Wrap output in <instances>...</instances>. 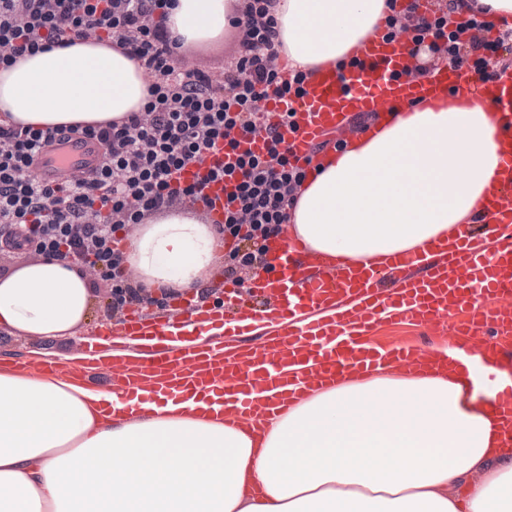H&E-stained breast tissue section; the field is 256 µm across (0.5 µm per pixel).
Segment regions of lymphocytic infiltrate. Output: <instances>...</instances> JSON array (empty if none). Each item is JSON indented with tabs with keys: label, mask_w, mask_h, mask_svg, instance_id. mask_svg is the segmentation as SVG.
Wrapping results in <instances>:
<instances>
[{
	"label": "lymphocytic infiltrate",
	"mask_w": 512,
	"mask_h": 512,
	"mask_svg": "<svg viewBox=\"0 0 512 512\" xmlns=\"http://www.w3.org/2000/svg\"><path fill=\"white\" fill-rule=\"evenodd\" d=\"M169 0H0V66L24 54L73 39L115 40L123 54L144 66L149 101L142 111L97 126L35 129L0 119V243L61 261H77L110 284V305L157 303L130 278L115 233L164 209L201 206L202 184L179 185L174 175L208 148L223 143L229 161L209 172L233 192L220 226L236 245L224 257V275L244 286L266 264V242L287 222V208L307 171L292 162L282 138L270 136L264 153L239 152L242 136L259 129L257 103L267 94H300L298 72L281 80L278 33L267 0H246L238 55L222 79L187 68L181 45L166 26ZM447 16L411 11L414 43L432 39L455 68L486 81L512 68L499 55L502 39H489V21L471 18L468 35ZM97 142L102 153L91 174L63 183L39 176L41 147L72 137Z\"/></svg>",
	"instance_id": "obj_1"
}]
</instances>
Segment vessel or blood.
Segmentation results:
<instances>
[{"label": "vessel or blood", "mask_w": 512, "mask_h": 512, "mask_svg": "<svg viewBox=\"0 0 512 512\" xmlns=\"http://www.w3.org/2000/svg\"><path fill=\"white\" fill-rule=\"evenodd\" d=\"M361 66L345 74L322 69L301 96L269 98L260 105L259 133L242 140L241 150L264 149V130H279L290 157L305 165L316 146L336 132H350L353 114L379 113L399 100L445 99V88L474 87L475 99L491 106L496 122L512 131V69L494 79L472 83L467 71L438 70L430 80L402 77L405 66L398 44L384 37L359 50ZM296 114V126H281L280 114ZM501 185L484 205L481 227L459 225L450 263L421 262L416 255L394 257L381 272L351 268L343 258L317 255L296 240L275 241L269 248L281 276L273 286L254 277L249 297H229L224 305L189 303L184 325L229 324L251 320L270 323L257 343L240 347L220 338L194 346L174 344L169 321L145 324L128 311L105 332L106 347L89 344L81 363L31 362L35 372H64L85 381L104 383L113 394L138 392L140 398L179 401L190 392L212 394L221 412L238 423L258 426L264 414L280 411L301 391L326 379L373 372L391 363L414 374L433 355L449 364L474 365L467 384L487 382L488 369L512 366V140L504 144ZM99 145L71 141L47 149L39 169L42 179L56 180L60 171L82 173L95 165ZM223 146L207 150L176 175L179 184L204 182L208 218L224 221L231 191L223 181H207L211 169L223 166ZM416 322L449 330L440 352L428 344L372 346L369 333L386 322ZM152 336L147 357L135 356L134 336Z\"/></svg>", "instance_id": "obj_1"}]
</instances>
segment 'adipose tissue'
<instances>
[{
	"label": "adipose tissue",
	"instance_id": "ef3b65f1",
	"mask_svg": "<svg viewBox=\"0 0 512 512\" xmlns=\"http://www.w3.org/2000/svg\"><path fill=\"white\" fill-rule=\"evenodd\" d=\"M182 44L223 35L242 0H173ZM488 6L512 31V0H436L464 19ZM407 0H268L290 72L356 51ZM139 61L74 41L0 67V116L36 128L89 125L140 111ZM507 135L476 101H403L361 128L306 179L289 234L311 251L381 268L423 255L456 225L483 217ZM213 225L170 209L139 226L125 268L146 288L198 293L223 254ZM92 290L77 263L22 258L0 276V328L67 339L89 321ZM463 368H397L317 386L256 435L191 399L143 402L138 418L111 391L0 361V512H512V447L492 393L464 390Z\"/></svg>",
	"mask_w": 512,
	"mask_h": 512
}]
</instances>
